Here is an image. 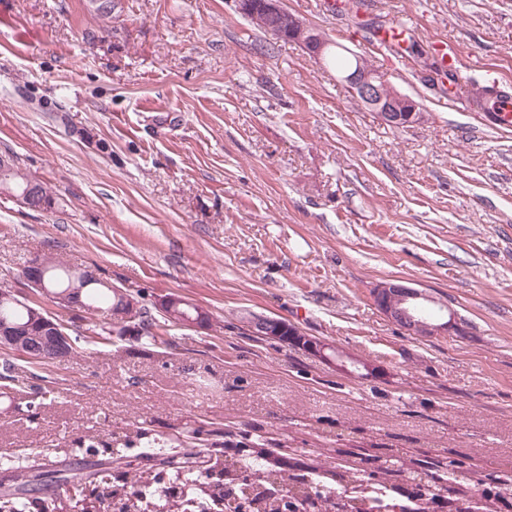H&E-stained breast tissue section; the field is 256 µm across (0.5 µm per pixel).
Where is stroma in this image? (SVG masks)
<instances>
[{
    "label": "stroma",
    "mask_w": 512,
    "mask_h": 512,
    "mask_svg": "<svg viewBox=\"0 0 512 512\" xmlns=\"http://www.w3.org/2000/svg\"><path fill=\"white\" fill-rule=\"evenodd\" d=\"M0 0V151L47 182L52 211L0 193V279L50 249L153 307L176 294L202 330L15 366L0 395L4 458L59 473L158 476L137 430L215 456L268 448L283 466L379 459L449 465L512 512V129L472 89L456 109L427 82L435 41L512 84V0H366L355 34L320 0L285 8L422 105L405 128L365 109L297 43L260 33L235 0ZM402 56L368 42L396 20ZM403 280L440 298L461 336L408 334L371 290ZM295 324L379 366L351 374L255 335L245 313ZM124 451L113 461V449ZM178 296L170 297V296H161L157 299L156 305L167 315H171L173 313V308L179 306L182 302L178 301ZM182 299V298H180ZM183 304L180 305L179 309L187 314L192 320H198V326L204 327L206 329L212 327L213 318L208 311L203 310L197 306L191 305L186 302L184 299Z\"/></svg>",
    "instance_id": "obj_1"
}]
</instances>
